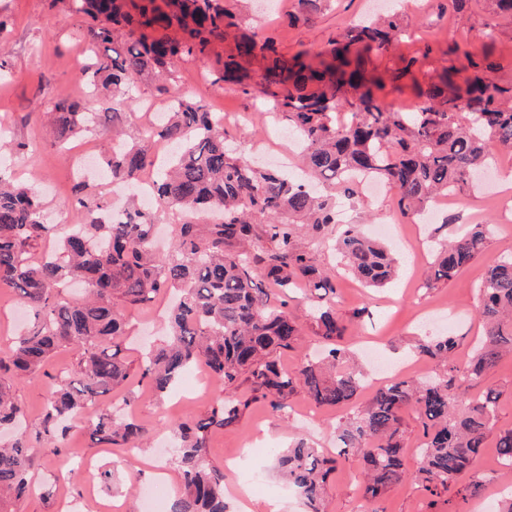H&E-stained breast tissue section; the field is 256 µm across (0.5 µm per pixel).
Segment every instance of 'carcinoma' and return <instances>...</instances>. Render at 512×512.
Wrapping results in <instances>:
<instances>
[{"mask_svg":"<svg viewBox=\"0 0 512 512\" xmlns=\"http://www.w3.org/2000/svg\"><path fill=\"white\" fill-rule=\"evenodd\" d=\"M71 11L97 25L82 47L81 80L116 97L137 78L173 76L175 64L205 57L224 42L219 80L249 93L256 81L269 110L300 141L305 171L331 191L356 193L361 175L374 176L394 191L401 213L420 210L432 199L460 195L496 153H512V80L493 83L487 73L498 63L487 52L465 53L467 74L452 60L434 64L429 55L399 57L390 80L412 81L417 107L403 112L383 105L384 79L368 69L407 35L400 15L363 16L317 52L291 57L268 40L240 32L241 18L219 0H68ZM114 44L112 54L97 46ZM429 66L432 75L419 83ZM345 113V123L336 114ZM57 141L100 126L102 117L75 103H58L46 113ZM166 142L174 155L158 164L154 146ZM112 181L134 183L150 175L158 205L169 210L172 243L166 253L154 243L155 213L128 209L111 216L109 206L77 198L80 222L63 233L42 217L39 190L16 185L0 174V287L14 290L31 324L0 356V431L15 428L25 412L15 400L17 381L39 374L61 348L76 359L72 375L52 385L35 438L24 433L0 445V512L31 489L29 469L37 440L54 455L64 451L69 417L94 404L91 434L100 444L139 448L148 430L129 409L116 412L100 401L133 377L121 356L124 309L175 296L170 336L142 355L138 376L164 394L198 362L224 382V397L203 417L177 424L175 462L181 491L168 512H230L224 472L205 460L207 438L216 427L234 424L257 397L275 412L304 391L319 406H344L362 389V373L341 344L348 325L335 307L336 284L317 263L300 234L320 243L336 232V248L349 273L368 288H383L398 272L384 243L363 235L356 224L336 221L333 195L276 170H260L224 146V126L205 106L175 96L168 117L137 141L105 158ZM446 232L424 285L452 282L485 252L490 228L469 224ZM82 283L79 301L59 297L66 281ZM306 288L314 335L326 342L318 361L285 371L276 356L303 343L302 326L288 295ZM482 335L473 355L456 364L461 336H433L418 354L437 360L443 373L422 382L404 378L384 385L365 406L336 424V456L299 439L275 454L281 478L306 512H323L326 485L337 458L355 454L366 467L365 496L375 500L406 479L402 412L411 408L423 429L421 466L414 479L446 490L471 467L494 430L500 393L469 394L473 384L512 351V253L485 272L477 288ZM251 394L232 397L240 380ZM499 467L512 476V429L498 433Z\"/></svg>","mask_w":512,"mask_h":512,"instance_id":"carcinoma-1","label":"carcinoma"}]
</instances>
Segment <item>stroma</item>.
<instances>
[{
    "label": "stroma",
    "mask_w": 512,
    "mask_h": 512,
    "mask_svg": "<svg viewBox=\"0 0 512 512\" xmlns=\"http://www.w3.org/2000/svg\"><path fill=\"white\" fill-rule=\"evenodd\" d=\"M265 19H247V33L272 38L279 50L291 55L300 50L321 51L360 15L369 0H333L329 9L309 20L289 23L299 11L298 0H272ZM411 26L410 37L398 54L443 59L451 56L457 67H466V53L492 54L500 64V77L512 76V17L497 13L493 0H468L464 12H456L451 0H402L399 7ZM90 26L84 16L65 9L60 0H0V154L8 156V172L22 182H38L45 193L43 214L56 224L76 223L73 185L84 181V195L106 199L98 180L80 179L74 152L77 146H91L96 155L112 150L111 126L79 137L77 142L59 145L40 113L66 99L86 112H112L113 124L127 137L141 134L164 111L173 93L179 92L205 105L212 112H229L233 121L225 124L227 143L259 161L263 150L287 151V127L278 115L267 112L260 93L242 94L237 88L215 82L222 67L216 57L181 63L171 83L141 79L131 87L130 104L113 107L104 96L89 92L79 77L80 45ZM27 143L30 151L12 155L11 146ZM347 223L361 225L368 235L379 226L395 228L386 240L399 257L397 279L379 290L362 287L340 263L331 245L316 251L320 264L336 279V310L343 317L364 310L362 321L348 330L343 343L352 350L371 346L379 350L399 376L429 379L442 372L435 361L416 355L418 337L446 332L461 336L459 362L470 357V344L482 327L475 316L477 287L487 267L502 254L512 251V189L505 196L487 188L468 189L456 204L444 206L441 218L457 225L490 224L493 234L483 255L447 285L433 289L423 285L433 260L429 236L433 225L419 223L416 216H401L396 195L373 196L359 191L355 198H339ZM168 298L147 307H130L124 312L129 334L122 345L126 361L139 362L146 344H160L168 338ZM437 309L427 319L428 309ZM28 316L14 292L0 287V354L9 350ZM75 360L68 349L59 350L49 361L45 375L18 383L15 397L26 413V430L36 434L52 379L67 375ZM199 386L182 381L174 391L158 394L148 383L131 380L115 389L108 399L113 406H130L136 419L150 431V447L107 448L95 441L89 430V414L81 412L70 422L66 452L61 456L37 454L30 469L36 491L14 503L15 512H119L127 503L128 491L144 492L154 483L144 472L143 459L154 469L177 474L171 456L162 454V443H173L176 423L204 416L223 386L207 371H200ZM499 391L497 429L512 428V353L476 384V391ZM286 412L275 413L263 400L246 408L238 422L216 428L207 441L208 463L222 468L225 481L247 484L257 499L278 497L288 503V512H303L304 506L273 470L272 449L284 448L304 438L319 447L335 442L331 427L346 416L343 407L316 405L302 392L288 400ZM407 448L404 468L407 479L389 488L377 501L367 502L364 475L358 457L339 459L324 493L325 512H470L473 503L460 489L429 491L413 480L420 466L422 428L413 411L403 413Z\"/></svg>",
    "instance_id": "1"
}]
</instances>
